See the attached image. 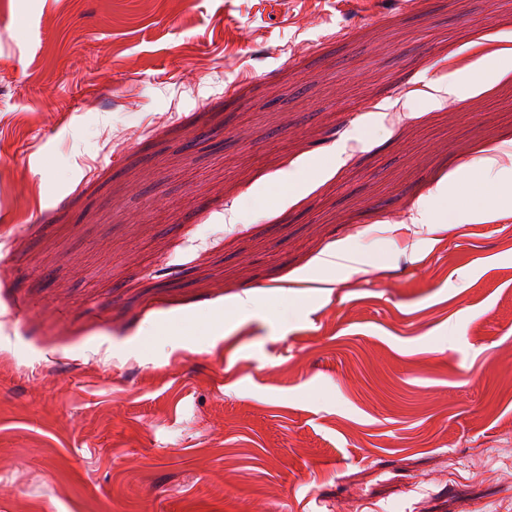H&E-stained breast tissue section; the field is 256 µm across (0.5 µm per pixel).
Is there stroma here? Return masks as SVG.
Here are the masks:
<instances>
[{"instance_id":"35a3bbf8","label":"stroma","mask_w":512,"mask_h":512,"mask_svg":"<svg viewBox=\"0 0 512 512\" xmlns=\"http://www.w3.org/2000/svg\"><path fill=\"white\" fill-rule=\"evenodd\" d=\"M492 148L512 0H0V512H512Z\"/></svg>"}]
</instances>
